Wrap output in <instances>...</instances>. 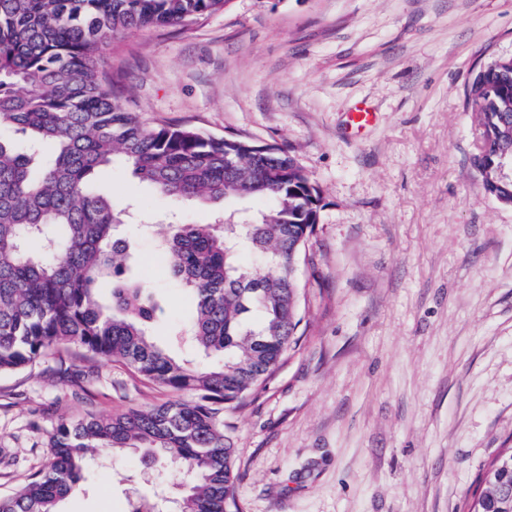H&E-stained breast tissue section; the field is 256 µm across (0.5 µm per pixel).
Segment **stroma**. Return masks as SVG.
Segmentation results:
<instances>
[{
  "label": "stroma",
  "mask_w": 512,
  "mask_h": 512,
  "mask_svg": "<svg viewBox=\"0 0 512 512\" xmlns=\"http://www.w3.org/2000/svg\"><path fill=\"white\" fill-rule=\"evenodd\" d=\"M506 55L512 0H229L106 47L146 123L288 149L321 190L298 264V344L225 417L240 512H466L488 462L512 448V205L471 165L465 109L478 71ZM360 104L376 120L357 133ZM99 188L130 210L122 263L164 308L156 340L195 358L174 336L191 294L136 226L173 212L209 224L224 202L171 205L118 160ZM170 399L72 349L0 376V495L43 468L60 421ZM184 479L97 448L61 509L132 512Z\"/></svg>",
  "instance_id": "1"
}]
</instances>
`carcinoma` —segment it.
Wrapping results in <instances>:
<instances>
[{"label":"carcinoma","mask_w":512,"mask_h":512,"mask_svg":"<svg viewBox=\"0 0 512 512\" xmlns=\"http://www.w3.org/2000/svg\"><path fill=\"white\" fill-rule=\"evenodd\" d=\"M227 0H0V375L34 366L51 349L76 345L95 361H121L173 400L119 415L62 421L52 456L0 512H60L79 487L92 448L132 449L145 465L190 473L181 512H239L238 472L224 412L274 372L301 322L299 262L318 223L320 189L283 148L256 157L244 138L145 124L115 93L100 65L112 37L196 22ZM466 110L487 132L473 156L483 184L512 181L495 164L512 160V56L475 76ZM120 157L141 182L184 201L250 199L254 218L176 224L160 246L170 277L189 288L193 317L180 332L212 360L199 369L152 336L162 314L144 281L117 258L124 210L95 192L93 179ZM512 448L492 459L467 512H512Z\"/></svg>","instance_id":"carcinoma-1"}]
</instances>
